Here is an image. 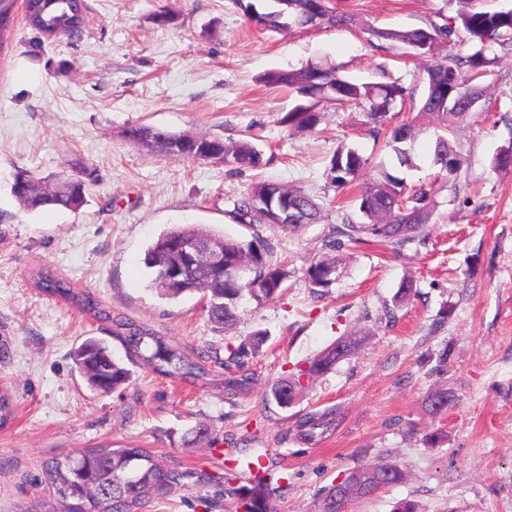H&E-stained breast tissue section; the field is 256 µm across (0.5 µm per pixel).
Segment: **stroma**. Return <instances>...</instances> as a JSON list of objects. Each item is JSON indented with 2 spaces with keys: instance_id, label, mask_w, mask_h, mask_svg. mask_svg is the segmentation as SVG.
Masks as SVG:
<instances>
[{
  "instance_id": "obj_1",
  "label": "stroma",
  "mask_w": 512,
  "mask_h": 512,
  "mask_svg": "<svg viewBox=\"0 0 512 512\" xmlns=\"http://www.w3.org/2000/svg\"><path fill=\"white\" fill-rule=\"evenodd\" d=\"M85 2L79 36L47 39L26 25L19 5L0 36V382L15 401L12 425L0 431V512L43 498L44 459L107 443L152 449L192 472L143 512H231L233 501L216 481L231 448L240 460L261 459L280 478L275 512H314L328 487L377 459L398 462L407 479L350 502L347 512H391L403 498L424 512H512V170L492 164L512 140V127L501 121L512 116V54L495 44L485 50L493 63L478 81L481 106L451 136L463 165L438 189L424 241L344 248L336 281L319 298L308 288L307 269L342 215L360 216L356 190L337 189L327 176L333 153L347 145L368 158L361 183L383 164L413 186L433 180L430 148L443 126L404 105L395 119L415 124L416 136L414 165L402 167L386 135L372 133L355 105L324 110L315 129L288 131L281 118L295 97L262 77L313 61L361 81L392 75L422 98L426 67L473 52V45L441 38L431 54L410 56L376 33L447 24L454 5L335 0L352 14L351 24L273 32L255 26L237 0ZM141 124L228 142L249 136L263 162L251 168L177 161L126 138ZM21 168L85 178L87 204L44 221L11 194ZM259 179L305 190L323 204L322 220L294 232L259 228L273 246L271 261L288 273L285 288L269 302L243 297L234 329L219 332L201 295L170 302L150 289L144 254L163 231L184 224L250 240L254 232L230 213ZM39 266L208 356L216 374L229 348L265 332L247 361L258 378L253 394L233 404L209 386L136 365L121 389L90 391L70 354L104 332L31 287L29 273ZM406 278L418 294L394 304ZM388 308L395 322L387 321ZM357 329L368 331L365 344L317 378L300 402L282 409L265 401L274 381ZM444 350L446 373H430L423 358ZM443 385L456 400L434 418L424 399ZM332 405L344 411L332 435L316 446L293 439L289 430L301 414ZM201 424L208 444H187V432ZM438 429L445 440L428 444Z\"/></svg>"
}]
</instances>
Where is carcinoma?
Returning a JSON list of instances; mask_svg holds the SVG:
<instances>
[{
    "instance_id": "obj_1",
    "label": "carcinoma",
    "mask_w": 512,
    "mask_h": 512,
    "mask_svg": "<svg viewBox=\"0 0 512 512\" xmlns=\"http://www.w3.org/2000/svg\"><path fill=\"white\" fill-rule=\"evenodd\" d=\"M330 0H274L275 9L264 13L268 17L266 29L304 30L322 25L342 26L351 22V16L329 6ZM456 4L453 22L444 27L410 30H376L374 35L385 41L397 42L407 48L419 45L418 54L431 53L441 36H456L459 41L478 42L481 48L471 54H458L437 61L425 70L426 91L418 112L422 115L449 117L456 121L466 119L473 108L470 103L480 99L474 84L495 59L485 54V48L494 43L512 51V8L492 10L487 0H450ZM26 23L33 29L54 37H72L82 32L85 23L84 0H25ZM263 82L288 89L298 104L281 118V124L290 130H308L321 120L319 107L363 106L366 123L381 129L388 122L397 100L405 88L396 82H359L343 74L339 67L319 62H308L300 68L273 69ZM128 138L136 143L142 137H153L156 148L175 160L199 159L192 152L196 145H204L224 154L227 165L258 167L261 152L256 144L242 139L230 145L217 135L175 133L154 125H141L126 130ZM415 125L402 123L390 130L389 145L399 165L411 167L413 159L401 145L414 140ZM431 166L438 177L448 184L462 166V160L453 143L445 134H439L430 153ZM368 159L358 149L341 147L333 154L329 173L331 182L345 187L355 181L367 166ZM493 166L512 170V141L497 150ZM42 179L26 169L17 171L11 192L19 204L28 210L53 208L79 211L87 203L88 184L82 177H63L57 180L56 192L40 195L36 185ZM435 190L431 184L408 188L403 179L386 169L359 196L362 221L346 215L335 225L324 241L327 253L307 269L309 288L317 295L327 293L335 281L336 257L333 253L347 244H366L379 240L401 247L425 238V229L431 223L435 209ZM322 207L315 198L299 188H291L271 181L254 183L234 205V219L251 228L269 226L295 230L321 219ZM193 240L199 245L224 247V270H217L197 262L187 280H167L161 270L182 261L180 245ZM271 243L259 235L250 241L226 240L199 224H187L161 234L148 247L144 263L152 270L150 287L169 300L200 293L205 300V311L212 327L228 331L237 322V302L247 292L258 302L270 301L282 291L287 279L285 270L270 260ZM245 266L249 281L237 284L230 269ZM31 286L39 292L60 299L96 320L113 339L119 342L125 359L114 356L109 345L101 339L89 337L73 351L75 367L92 391L109 393L125 385L130 379L127 364L138 365L160 376L194 385L211 376L203 356L191 355L185 347L161 335L149 325L112 310L94 293L74 287L67 279L55 275L47 267L32 271ZM264 332L229 350V358L239 360L241 371L221 376L220 387L224 397L234 402L248 397L256 385L253 373L242 370V359L255 353L263 342ZM369 333L355 330L342 336L320 353L307 359L286 377L275 381L267 399H277L276 388L286 386L288 396L300 401L308 382L332 371L336 364L353 355L367 340ZM453 395L446 388L428 393L424 400L428 414L434 418L446 413ZM343 417L340 406L327 407L304 414L292 427L294 439L305 445H317L335 431ZM15 418L12 395L0 386V429ZM193 476L171 467L147 448L130 444L110 445L84 450L75 456L54 455L42 463V478L48 495L30 512H142L153 499L161 498ZM237 470L224 469V493L239 499L241 512H272L271 500L278 491L269 478L253 479L246 487H233ZM407 479L406 470L396 463L378 461L361 464L347 477L325 490L316 512H345L344 507L354 499L368 498L384 488Z\"/></svg>"
}]
</instances>
